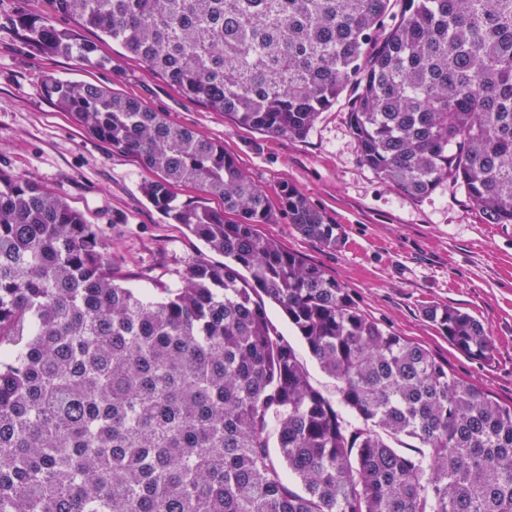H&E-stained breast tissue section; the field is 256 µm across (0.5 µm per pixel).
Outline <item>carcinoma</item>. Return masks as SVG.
Returning <instances> with one entry per match:
<instances>
[{"label": "carcinoma", "mask_w": 512, "mask_h": 512, "mask_svg": "<svg viewBox=\"0 0 512 512\" xmlns=\"http://www.w3.org/2000/svg\"><path fill=\"white\" fill-rule=\"evenodd\" d=\"M53 2L239 126L305 138L347 95L382 181L416 198L453 182L488 223L512 224V0ZM13 26L44 52L112 64L40 14ZM43 93L137 157L149 202L224 262L141 294L80 213L0 172V512H512V406L258 233L284 213L341 243L299 189L282 186L274 210L224 147L139 101L53 75ZM180 183L224 210L180 203ZM267 300L337 399L311 385ZM422 314L492 359L469 313Z\"/></svg>", "instance_id": "cac0c4a2"}]
</instances>
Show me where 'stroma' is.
<instances>
[{
    "label": "stroma",
    "instance_id": "stroma-1",
    "mask_svg": "<svg viewBox=\"0 0 512 512\" xmlns=\"http://www.w3.org/2000/svg\"><path fill=\"white\" fill-rule=\"evenodd\" d=\"M30 11L60 28L73 25L52 0H0V172L30 177L78 211L100 234L127 286L172 285L198 257L215 262L219 256L150 204L142 192L149 175L137 158L94 137L44 96L46 76L138 99L223 145L269 200L282 184L297 187L340 225L341 246L323 248L284 215L258 225V232L319 266L349 289L361 311L428 350L459 379L512 404V224L487 223L456 184L415 198L380 180L360 160L348 102L322 113L303 139L239 127L111 42L96 40L98 54L114 63L110 70L40 50L10 25ZM430 303L482 322L494 338L492 362L459 354L423 317Z\"/></svg>",
    "mask_w": 512,
    "mask_h": 512
}]
</instances>
